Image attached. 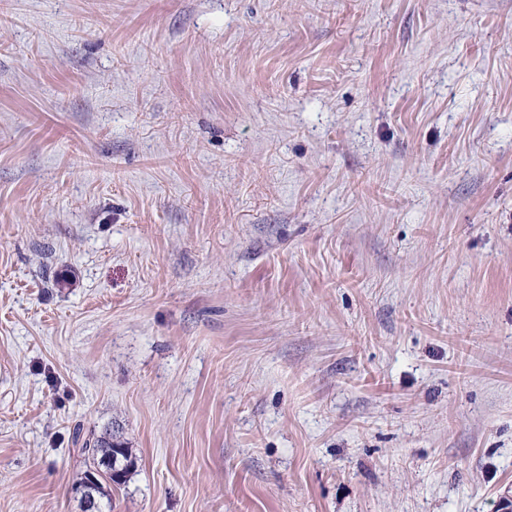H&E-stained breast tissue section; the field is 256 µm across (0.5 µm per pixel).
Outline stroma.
<instances>
[{
  "label": "stroma",
  "instance_id": "obj_1",
  "mask_svg": "<svg viewBox=\"0 0 512 512\" xmlns=\"http://www.w3.org/2000/svg\"><path fill=\"white\" fill-rule=\"evenodd\" d=\"M502 512L512 0H0V512ZM82 450L87 454V465L83 476L80 477L76 484H82L90 474L96 477V481L92 485V495L96 501L107 495V489L111 491L112 485L120 486L127 480L130 467L133 465L131 453L122 441L114 434L112 428H106L100 435L93 436L83 443ZM94 476L89 477L90 481H94ZM92 499L85 504L88 511H97V504ZM82 506L83 512L86 508Z\"/></svg>",
  "mask_w": 512,
  "mask_h": 512
}]
</instances>
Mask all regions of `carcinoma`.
Instances as JSON below:
<instances>
[{"instance_id": "obj_1", "label": "carcinoma", "mask_w": 512, "mask_h": 512, "mask_svg": "<svg viewBox=\"0 0 512 512\" xmlns=\"http://www.w3.org/2000/svg\"><path fill=\"white\" fill-rule=\"evenodd\" d=\"M83 452L87 454V465L79 482H84L89 475L96 481L92 485V495L98 499L107 495L112 486L126 482L130 467L133 465L131 453L122 441L107 428L99 435L83 443Z\"/></svg>"}]
</instances>
